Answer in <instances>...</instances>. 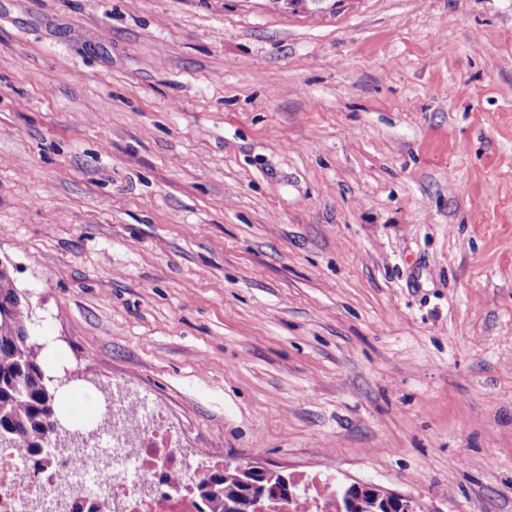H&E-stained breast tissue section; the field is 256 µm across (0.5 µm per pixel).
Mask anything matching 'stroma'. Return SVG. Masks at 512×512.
Instances as JSON below:
<instances>
[{
    "instance_id": "1",
    "label": "stroma",
    "mask_w": 512,
    "mask_h": 512,
    "mask_svg": "<svg viewBox=\"0 0 512 512\" xmlns=\"http://www.w3.org/2000/svg\"><path fill=\"white\" fill-rule=\"evenodd\" d=\"M512 0H0V257L191 465L512 512Z\"/></svg>"
}]
</instances>
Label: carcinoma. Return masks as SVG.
<instances>
[{"label":"carcinoma","mask_w":512,"mask_h":512,"mask_svg":"<svg viewBox=\"0 0 512 512\" xmlns=\"http://www.w3.org/2000/svg\"><path fill=\"white\" fill-rule=\"evenodd\" d=\"M28 317L11 275L0 273V441L32 455L53 437L59 404L40 347L20 336ZM214 484L199 498V512H225L224 500L234 498L243 503L239 512H256V505L242 498L235 471L215 469Z\"/></svg>","instance_id":"obj_1"}]
</instances>
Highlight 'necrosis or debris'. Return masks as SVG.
I'll use <instances>...</instances> for the list:
<instances>
[{"label": "necrosis or debris", "mask_w": 512, "mask_h": 512, "mask_svg": "<svg viewBox=\"0 0 512 512\" xmlns=\"http://www.w3.org/2000/svg\"><path fill=\"white\" fill-rule=\"evenodd\" d=\"M106 445L84 441L79 451L47 450L52 462L37 472L31 457L0 448V512H73L77 502L110 512H197L193 486L205 475L182 451L148 432L147 405H113Z\"/></svg>", "instance_id": "1"}]
</instances>
